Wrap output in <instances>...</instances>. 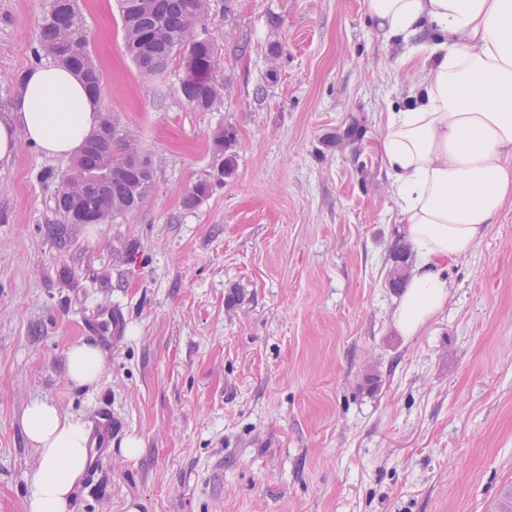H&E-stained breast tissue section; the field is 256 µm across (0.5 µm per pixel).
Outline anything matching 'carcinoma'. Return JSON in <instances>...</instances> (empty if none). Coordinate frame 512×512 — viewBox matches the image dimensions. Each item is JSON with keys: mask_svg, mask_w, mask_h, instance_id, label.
Masks as SVG:
<instances>
[{"mask_svg": "<svg viewBox=\"0 0 512 512\" xmlns=\"http://www.w3.org/2000/svg\"><path fill=\"white\" fill-rule=\"evenodd\" d=\"M128 0H118L124 42L131 60L139 71L148 76L166 72L170 62L177 58L184 75L180 91L197 112H211L213 105L210 86L214 82L215 46L197 29L188 25L190 13L200 7L201 0H138L137 8L127 9ZM47 53L54 60L80 69L95 94H100L101 74L88 49L82 16L76 0H52L49 11L43 16L40 48L36 58ZM235 139L234 133L224 127L216 129L212 137V150L221 157L220 168L229 174L233 158L224 156V149ZM70 166L78 169L82 180L72 187L55 194V212L59 223L72 224L80 203L97 208L112 209L119 201L126 206L127 214L141 208L153 187V178L137 170L112 165V150L85 149ZM212 184L198 181L185 198V206L193 208L209 196Z\"/></svg>", "mask_w": 512, "mask_h": 512, "instance_id": "cac0c4a2", "label": "carcinoma"}]
</instances>
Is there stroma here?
Wrapping results in <instances>:
<instances>
[{"mask_svg": "<svg viewBox=\"0 0 512 512\" xmlns=\"http://www.w3.org/2000/svg\"><path fill=\"white\" fill-rule=\"evenodd\" d=\"M100 112L157 162L138 211L60 224L68 162L20 142L0 163V512H25L39 468L21 423L36 399L91 427L107 455L72 512H496L512 484V200L449 261L448 303L417 335L391 315L413 255L378 153L412 75L362 0H209L221 104L193 110L181 71L141 75L117 0H78ZM50 0H0V122ZM234 171L214 177L218 127ZM122 331L87 330L105 309ZM97 347L95 389L65 351ZM130 436L137 459L122 456ZM103 371L100 351L93 345L79 340L66 349V374L74 387L87 389L95 387Z\"/></svg>", "mask_w": 512, "mask_h": 512, "instance_id": "obj_1", "label": "stroma"}]
</instances>
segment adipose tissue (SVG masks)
<instances>
[{
  "label": "adipose tissue",
  "mask_w": 512,
  "mask_h": 512,
  "mask_svg": "<svg viewBox=\"0 0 512 512\" xmlns=\"http://www.w3.org/2000/svg\"><path fill=\"white\" fill-rule=\"evenodd\" d=\"M382 42L409 51L410 104L387 113L378 148L404 233L416 257L393 311L399 335L413 337L448 302L445 267L469 254L512 198V0H363ZM0 123V161L20 142L49 157L78 155L99 127L98 100L83 75L59 63L27 70ZM100 351L79 340L66 350L74 387H95ZM40 467L25 512H72L86 469L89 427L48 400L23 415Z\"/></svg>",
  "instance_id": "adipose-tissue-1"
}]
</instances>
